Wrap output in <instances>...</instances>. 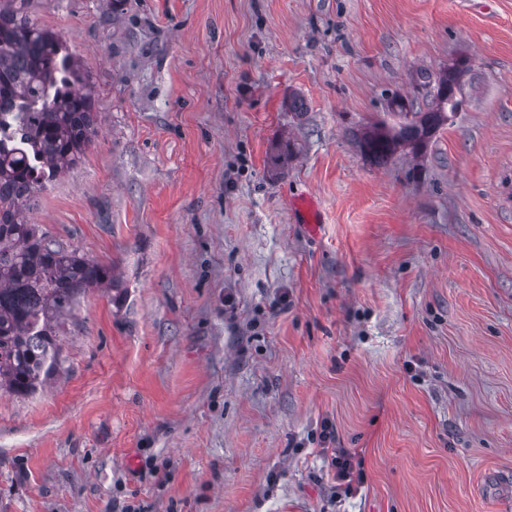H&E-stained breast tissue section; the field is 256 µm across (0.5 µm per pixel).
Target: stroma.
I'll return each instance as SVG.
<instances>
[{
    "instance_id": "35a3bbf8",
    "label": "stroma",
    "mask_w": 512,
    "mask_h": 512,
    "mask_svg": "<svg viewBox=\"0 0 512 512\" xmlns=\"http://www.w3.org/2000/svg\"><path fill=\"white\" fill-rule=\"evenodd\" d=\"M31 17L100 125L29 217L116 285L78 296L41 390H0V512H512L485 485L512 477V0ZM460 57L465 104L424 157L367 162L354 131ZM326 424L361 461L352 497ZM295 210L301 223L309 230L314 231L320 224L318 209L311 196L305 194L299 197L295 201Z\"/></svg>"
}]
</instances>
